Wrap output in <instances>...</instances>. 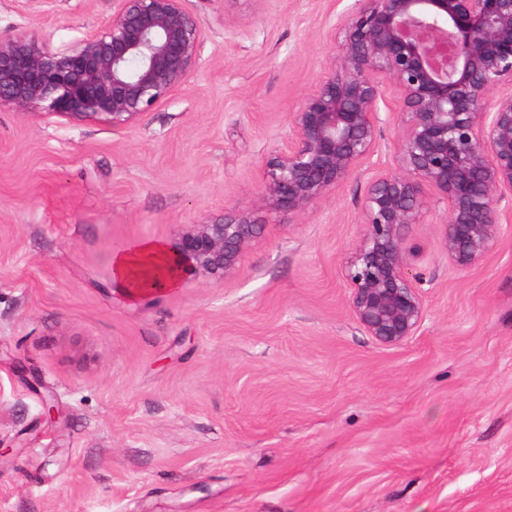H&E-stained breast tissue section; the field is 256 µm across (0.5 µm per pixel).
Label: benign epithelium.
I'll return each mask as SVG.
<instances>
[{"label": "benign epithelium", "mask_w": 512, "mask_h": 512, "mask_svg": "<svg viewBox=\"0 0 512 512\" xmlns=\"http://www.w3.org/2000/svg\"><path fill=\"white\" fill-rule=\"evenodd\" d=\"M187 0H113L112 17L65 51L0 39V108L137 124L199 68L207 39ZM340 51L291 113L255 199L188 225L168 252L178 279L229 274L275 217L312 214L374 152L384 83L400 89L401 165L367 186L359 244L343 269L349 309L385 346L416 335L424 303L405 239L427 206H448L444 247L461 271L512 230V0H355Z\"/></svg>", "instance_id": "obj_1"}]
</instances>
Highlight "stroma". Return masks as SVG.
Listing matches in <instances>:
<instances>
[{
  "label": "stroma",
  "instance_id": "stroma-1",
  "mask_svg": "<svg viewBox=\"0 0 512 512\" xmlns=\"http://www.w3.org/2000/svg\"><path fill=\"white\" fill-rule=\"evenodd\" d=\"M353 3L188 0L202 63L127 129L0 110V512H512V233L458 270L425 187L419 331L381 345L347 305L367 183L400 164L394 84L374 155L230 275L112 282L113 254L254 199ZM111 15L0 0V38L63 50Z\"/></svg>",
  "mask_w": 512,
  "mask_h": 512
}]
</instances>
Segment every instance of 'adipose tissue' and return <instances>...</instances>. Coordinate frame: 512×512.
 I'll return each mask as SVG.
<instances>
[{
  "label": "adipose tissue",
  "mask_w": 512,
  "mask_h": 512,
  "mask_svg": "<svg viewBox=\"0 0 512 512\" xmlns=\"http://www.w3.org/2000/svg\"><path fill=\"white\" fill-rule=\"evenodd\" d=\"M168 263L164 245L158 241L147 240L131 250L113 255L112 280L132 300L139 298L149 288L169 291L178 285L175 276L161 280L154 277L155 272L165 268Z\"/></svg>",
  "instance_id": "ef3b65f1"
}]
</instances>
